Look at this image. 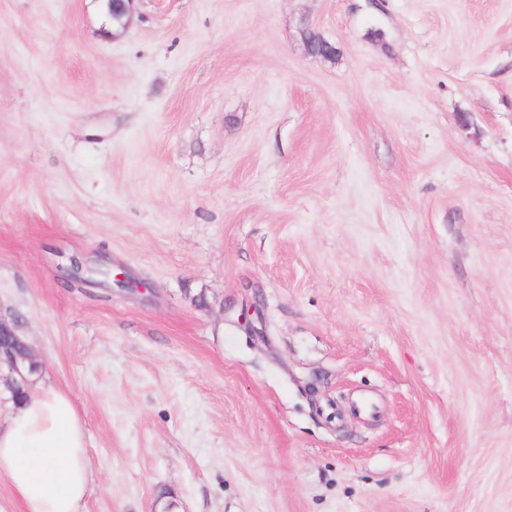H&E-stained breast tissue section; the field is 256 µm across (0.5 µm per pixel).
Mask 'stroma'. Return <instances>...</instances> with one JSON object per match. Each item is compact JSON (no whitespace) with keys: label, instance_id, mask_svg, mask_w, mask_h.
<instances>
[{"label":"stroma","instance_id":"35a3bbf8","mask_svg":"<svg viewBox=\"0 0 512 512\" xmlns=\"http://www.w3.org/2000/svg\"><path fill=\"white\" fill-rule=\"evenodd\" d=\"M107 27L0 0V312L84 425L86 512H512V0Z\"/></svg>","mask_w":512,"mask_h":512}]
</instances>
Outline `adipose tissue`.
Listing matches in <instances>:
<instances>
[{
	"label": "adipose tissue",
	"instance_id": "obj_1",
	"mask_svg": "<svg viewBox=\"0 0 512 512\" xmlns=\"http://www.w3.org/2000/svg\"><path fill=\"white\" fill-rule=\"evenodd\" d=\"M8 407L0 424V477L25 512H86L95 476L68 393L38 381Z\"/></svg>",
	"mask_w": 512,
	"mask_h": 512
}]
</instances>
